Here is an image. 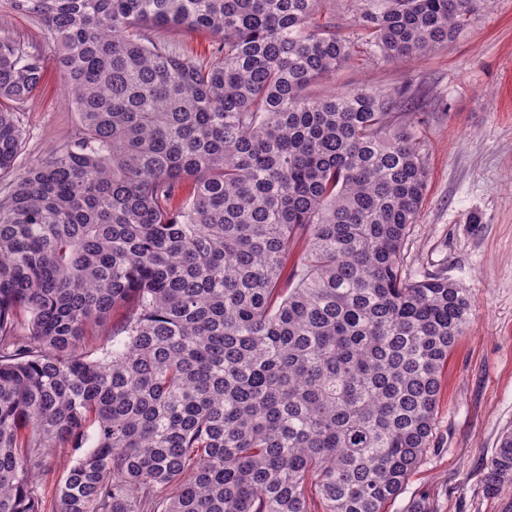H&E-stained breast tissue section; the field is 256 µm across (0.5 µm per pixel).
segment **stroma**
<instances>
[{
  "mask_svg": "<svg viewBox=\"0 0 512 512\" xmlns=\"http://www.w3.org/2000/svg\"><path fill=\"white\" fill-rule=\"evenodd\" d=\"M361 0H333L330 22L352 48L350 60L314 88L339 94L363 85L412 99L394 120L410 127L429 169V185L404 247L413 276L448 277L474 302L464 334L442 374L433 443L404 493L388 505L403 512L424 497L429 512H506L512 481L484 496L481 474L505 429H512V0H484L453 43L430 55L384 61L360 22ZM41 55V95L20 111L26 131L18 167L60 148L79 115L56 67V46L35 19L0 0V37ZM164 46L206 60L204 32L158 30Z\"/></svg>",
  "mask_w": 512,
  "mask_h": 512,
  "instance_id": "obj_1",
  "label": "stroma"
}]
</instances>
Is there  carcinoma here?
<instances>
[{"instance_id":"cac0c4a2","label":"carcinoma","mask_w":512,"mask_h":512,"mask_svg":"<svg viewBox=\"0 0 512 512\" xmlns=\"http://www.w3.org/2000/svg\"><path fill=\"white\" fill-rule=\"evenodd\" d=\"M329 3L7 0L56 43L80 125L0 199V512H44L57 448H85L58 512H385L422 465L472 298L403 269L429 169L395 99L310 93L351 56ZM480 4L361 18L398 62ZM151 28L217 47L197 62ZM44 72L0 38V177ZM509 480L506 430L482 491Z\"/></svg>"}]
</instances>
